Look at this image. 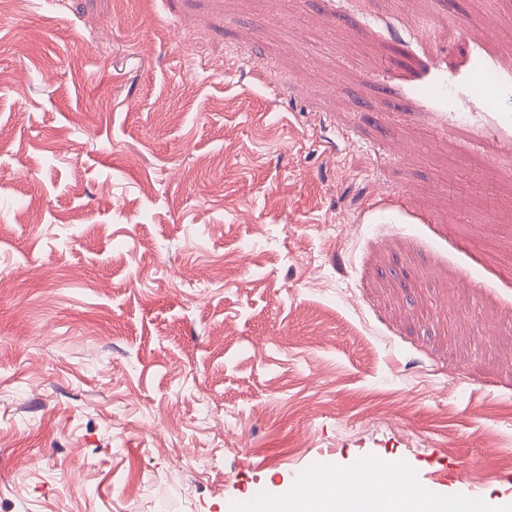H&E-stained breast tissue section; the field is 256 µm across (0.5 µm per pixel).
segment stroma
<instances>
[{
	"label": "stroma",
	"mask_w": 512,
	"mask_h": 512,
	"mask_svg": "<svg viewBox=\"0 0 512 512\" xmlns=\"http://www.w3.org/2000/svg\"><path fill=\"white\" fill-rule=\"evenodd\" d=\"M512 0H0V512H235L362 458L512 504Z\"/></svg>",
	"instance_id": "stroma-1"
}]
</instances>
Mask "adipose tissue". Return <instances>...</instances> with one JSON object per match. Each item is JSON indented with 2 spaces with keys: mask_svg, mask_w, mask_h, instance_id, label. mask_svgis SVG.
Wrapping results in <instances>:
<instances>
[{
  "mask_svg": "<svg viewBox=\"0 0 512 512\" xmlns=\"http://www.w3.org/2000/svg\"><path fill=\"white\" fill-rule=\"evenodd\" d=\"M265 512H467L463 501L440 502L398 492L346 471L321 478V491L311 499L289 493L265 503Z\"/></svg>",
  "mask_w": 512,
  "mask_h": 512,
  "instance_id": "ef3b65f1",
  "label": "adipose tissue"
}]
</instances>
